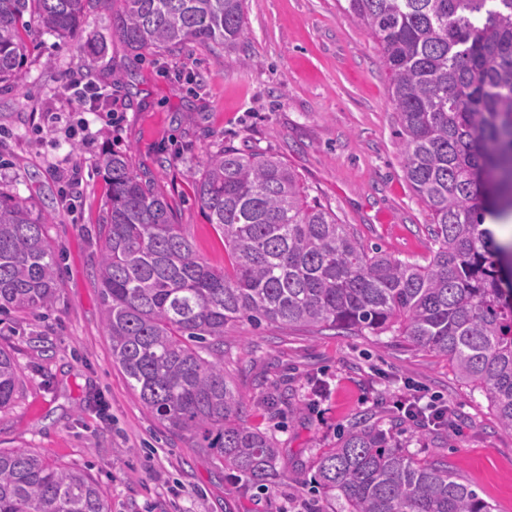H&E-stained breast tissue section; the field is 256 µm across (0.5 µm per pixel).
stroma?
Masks as SVG:
<instances>
[{
	"mask_svg": "<svg viewBox=\"0 0 512 512\" xmlns=\"http://www.w3.org/2000/svg\"><path fill=\"white\" fill-rule=\"evenodd\" d=\"M343 3L245 0V37L225 52L195 42L131 52L111 36L105 8L66 42L35 34L33 17H23L31 35L21 79L0 84V189L50 215L60 288L53 306L0 319V346L20 379L0 410V448L87 472L109 512H322L311 460L350 424H375L412 457L447 463L493 512H512V431L447 358L396 333L228 325L224 375L284 466L262 492L244 491L211 455L169 434L112 362L96 268L108 195L101 160L114 150H130L134 170L153 175L214 268L228 257L196 183L222 147L280 158L365 245L428 257L431 216L403 174L381 53ZM93 35L105 50L90 67L82 46ZM102 86L108 98L97 109L80 103L82 90ZM409 394L452 406L455 428L405 418L395 402Z\"/></svg>",
	"mask_w": 512,
	"mask_h": 512,
	"instance_id": "obj_1",
	"label": "stroma"
}]
</instances>
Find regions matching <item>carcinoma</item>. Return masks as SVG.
Wrapping results in <instances>:
<instances>
[{
  "label": "carcinoma",
  "mask_w": 512,
  "mask_h": 512,
  "mask_svg": "<svg viewBox=\"0 0 512 512\" xmlns=\"http://www.w3.org/2000/svg\"><path fill=\"white\" fill-rule=\"evenodd\" d=\"M112 34L131 51L196 42L234 50L244 0H120ZM112 0H0V83H15L26 13L61 40ZM380 48L407 181L432 218L427 264L367 248L310 197L281 159L221 149L197 201L221 231L231 271L194 251L155 182L112 151L97 278L112 362L147 411L211 451L247 489L284 472L271 437L244 420L224 377V329L246 319L318 333L396 331L448 358L512 431V244L484 227L512 217V0H347ZM49 217L0 191V314L49 307L60 288ZM19 375L0 349V410ZM331 512H491L444 465L408 455L391 431L353 425L312 463ZM0 512H109L99 485L31 449H0Z\"/></svg>",
  "instance_id": "1"
}]
</instances>
